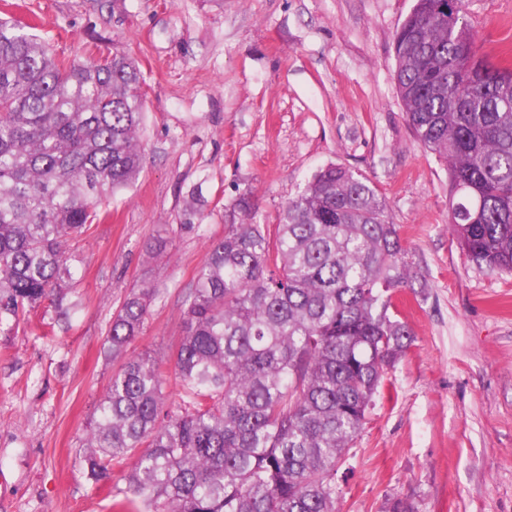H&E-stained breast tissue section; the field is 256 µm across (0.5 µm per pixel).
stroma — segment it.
Returning a JSON list of instances; mask_svg holds the SVG:
<instances>
[{
  "label": "stroma",
  "instance_id": "obj_1",
  "mask_svg": "<svg viewBox=\"0 0 512 512\" xmlns=\"http://www.w3.org/2000/svg\"><path fill=\"white\" fill-rule=\"evenodd\" d=\"M60 57L125 50L146 103L143 169L111 217L68 244L70 306L0 326V512H114L79 460L122 359L112 315L143 283L161 291L128 349L166 357L180 302L211 245L275 224L336 163L382 193L421 280L393 302L415 340L384 375L339 479L341 512H512V274L477 267L448 227V170L418 142L395 82L393 40L414 0H8ZM481 54L512 35V0H464ZM194 223L195 231L177 232ZM165 239L161 258L150 245Z\"/></svg>",
  "mask_w": 512,
  "mask_h": 512
}]
</instances>
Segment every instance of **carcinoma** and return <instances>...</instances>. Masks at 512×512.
<instances>
[{
  "label": "carcinoma",
  "mask_w": 512,
  "mask_h": 512,
  "mask_svg": "<svg viewBox=\"0 0 512 512\" xmlns=\"http://www.w3.org/2000/svg\"><path fill=\"white\" fill-rule=\"evenodd\" d=\"M394 50L407 123L448 168L453 235L477 266L512 273V47L490 62L463 0H416ZM144 100L124 51L60 59L0 18V325L48 297L68 315L55 292L71 275L65 245L137 179ZM236 207L243 221L182 294L184 333L167 359L126 357L159 289L131 291L112 316L106 353L126 360L80 465L95 484L123 473L122 509L339 512L336 472L414 341L392 298L417 272L366 176L327 165L272 228L253 221L251 193Z\"/></svg>",
  "instance_id": "1"
}]
</instances>
